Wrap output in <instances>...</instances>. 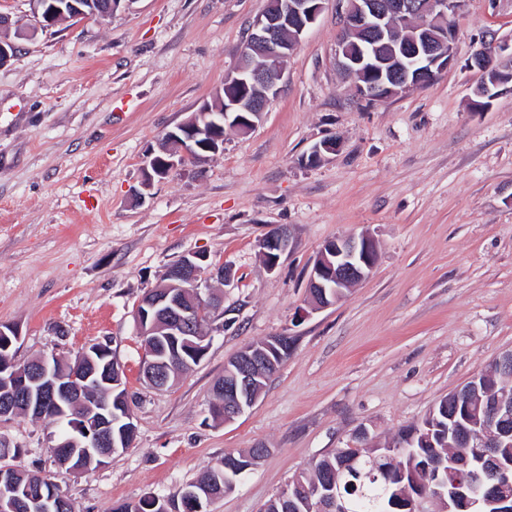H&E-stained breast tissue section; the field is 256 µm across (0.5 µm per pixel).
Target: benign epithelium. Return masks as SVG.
<instances>
[{
    "label": "benign epithelium",
    "mask_w": 512,
    "mask_h": 512,
    "mask_svg": "<svg viewBox=\"0 0 512 512\" xmlns=\"http://www.w3.org/2000/svg\"><path fill=\"white\" fill-rule=\"evenodd\" d=\"M32 30L48 31L63 21L102 20L112 17L120 0H28ZM325 0H268L266 10L252 23L247 41L236 68L224 76V87L211 101L203 103L192 118L178 124L165 134L163 153L149 162L151 172L146 174L144 186L151 185L154 175H165L173 167L201 164L218 154L224 145V123L243 133L252 130L279 93L278 83L283 79V61L298 44L305 30L323 10ZM466 0H337L343 41L356 36L364 42L356 51L342 47L338 52L340 70L353 80L355 93L369 101H382L409 91L426 79L434 78L453 62L454 33L448 17L455 15ZM27 26L10 14L0 11V67L14 58V39L23 35ZM395 40L386 54L378 51L376 43ZM512 50V43L493 37L481 42L470 60L486 75L500 72L499 56ZM289 245V234L283 228L270 230L261 241L270 269H275L279 256ZM377 257L375 240L368 232L351 233L323 244L314 260L308 281L310 308L327 309L343 296L344 289L367 277ZM204 258L184 256L168 267L166 282L147 293L134 311V319L141 338L166 336L174 347L199 361L208 349V333L204 326L210 311L217 305L218 296L204 293L208 279L220 278L224 285L234 280L232 269L224 264L210 265L209 278L202 277ZM20 339L18 327L0 324V348L8 351ZM145 358L141 367L143 380L156 389L167 387L171 375L186 372L192 364L185 360L179 367L172 366L163 355L144 345ZM104 356L99 347H89L76 357V365L66 375L54 372L52 358L38 356L14 372V384L0 397V420L11 417L21 405L26 411L40 412L34 403V393H48L64 401L79 412L97 414L98 422L88 430L74 421L70 424L74 436L59 444L63 448L57 464L68 468L76 455L88 458H106L114 448H130L134 444L133 426L124 428L121 439L112 434V425L121 420H132L127 393L112 400H101L91 395L92 387L116 385L123 387L122 370L106 368L100 373L88 369L85 361ZM236 373L231 383L224 384L219 393L224 402L211 406L212 417L231 423L256 400L247 398L255 379L276 368V362L267 353H256L247 347L234 358ZM475 376L463 388L449 393L456 404L470 406L484 402ZM512 411V397L507 391L496 396L486 406L481 433H455L454 441L475 448L478 467L470 466V458L463 456L452 461V467L437 460L426 468L434 488L433 495L420 499L406 492L400 499L403 512H420L427 503L443 505L442 512H472L478 505L487 512H512V496L500 495L497 489L512 485V467L504 466L495 456L494 448L507 431L500 419ZM465 472L469 484L483 491L479 500L470 497L465 485L454 481L452 488L439 478V473L451 475ZM11 467L0 465V506L8 512H63L68 501L63 493L51 490L25 491L6 497L4 486L11 484ZM311 498L318 497L322 512H335L338 502L334 493L312 486L303 491Z\"/></svg>",
    "instance_id": "obj_1"
}]
</instances>
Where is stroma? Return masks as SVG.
I'll return each mask as SVG.
<instances>
[{
    "label": "stroma",
    "mask_w": 512,
    "mask_h": 512,
    "mask_svg": "<svg viewBox=\"0 0 512 512\" xmlns=\"http://www.w3.org/2000/svg\"><path fill=\"white\" fill-rule=\"evenodd\" d=\"M267 0H118L110 19L16 42L0 67V323L16 361L106 345L137 426L105 466L59 472V428L0 422L7 463L52 477L77 512L166 495L256 445L268 453L212 512H260L295 475L367 427L375 444L512 350V84L474 110L470 59L512 38V0H467L454 60L427 86L370 102L336 65V0L284 62L278 97L249 133L224 129L206 164L141 183L167 131L212 98ZM340 148L318 164L313 147ZM286 229L269 269L260 241ZM369 229L370 275L307 312L328 240ZM231 267L206 354L173 386L142 379L134 310L189 254ZM293 337L288 359L234 422L212 419L215 382L247 345Z\"/></svg>",
    "instance_id": "obj_1"
}]
</instances>
